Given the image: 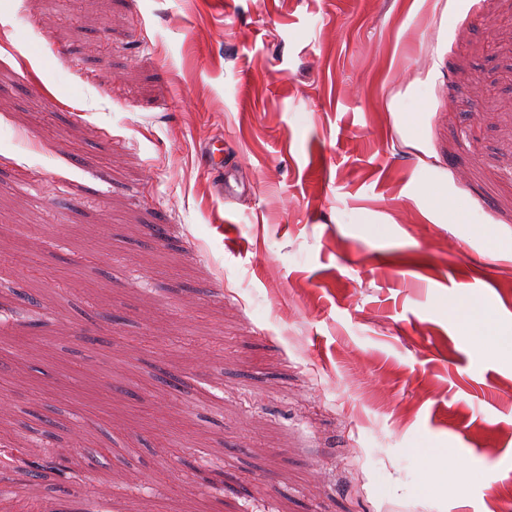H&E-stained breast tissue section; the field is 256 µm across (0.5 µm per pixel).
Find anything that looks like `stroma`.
<instances>
[{
  "label": "stroma",
  "instance_id": "35a3bbf8",
  "mask_svg": "<svg viewBox=\"0 0 512 512\" xmlns=\"http://www.w3.org/2000/svg\"><path fill=\"white\" fill-rule=\"evenodd\" d=\"M32 252L0 439L109 476L28 512H507L512 345L455 310L512 336V0H0V254ZM459 318L461 324L470 332H474L475 336H496L495 316L488 310L464 307L459 312Z\"/></svg>",
  "mask_w": 512,
  "mask_h": 512
}]
</instances>
